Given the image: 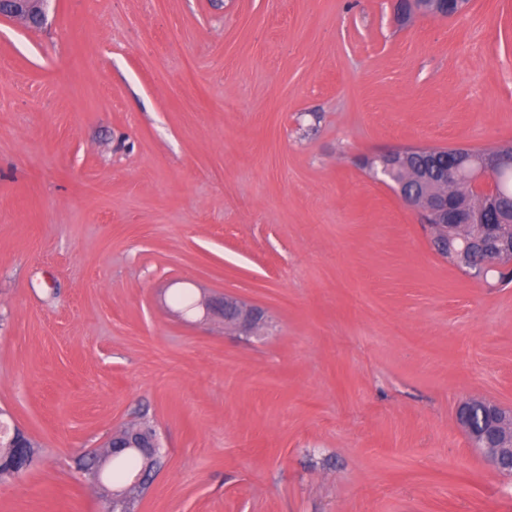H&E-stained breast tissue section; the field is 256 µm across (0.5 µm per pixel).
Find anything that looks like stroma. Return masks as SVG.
Instances as JSON below:
<instances>
[{"instance_id":"obj_1","label":"stroma","mask_w":512,"mask_h":512,"mask_svg":"<svg viewBox=\"0 0 512 512\" xmlns=\"http://www.w3.org/2000/svg\"><path fill=\"white\" fill-rule=\"evenodd\" d=\"M512 142V0H52L0 19V512H107L78 468L149 419L137 512H512L456 421L512 409V283L442 260L365 158ZM264 309L242 341L174 296ZM51 0H0V17L15 19L26 28L40 29L47 21ZM428 1L427 7L424 5ZM393 12L397 20H408L416 16L450 18L464 12L465 0H394ZM407 4L400 5V3ZM4 435L9 436L11 448H15V451L11 456L0 459L2 472L17 473L29 468L37 458V452L33 449L35 446L32 440L18 426L13 425L10 428L1 421L0 438ZM9 459H12V461L4 464V461ZM2 472H0V475Z\"/></svg>"}]
</instances>
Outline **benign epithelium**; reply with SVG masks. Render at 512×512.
I'll return each instance as SVG.
<instances>
[{"mask_svg": "<svg viewBox=\"0 0 512 512\" xmlns=\"http://www.w3.org/2000/svg\"><path fill=\"white\" fill-rule=\"evenodd\" d=\"M51 0H0V17L15 19L29 29H40L47 21V10ZM466 0H394V17L408 20L416 16H433L450 18L464 12ZM512 171V153L504 150L473 151L464 146L455 148V158L448 159L444 172L447 184L467 181L474 191L486 198V204L478 210L463 213L457 208L448 206V195L434 198L427 208H422L420 200L401 194V199L408 206L421 212L435 213L444 224L455 226L461 223L493 224L494 217L499 215L498 207L502 200L496 184L500 176ZM436 254L443 260H452L453 265L470 269L473 267L472 248L463 246L459 250L448 249V239L439 237V228H429ZM483 270H493L507 275L512 273V240L495 239L492 241L484 261L479 265ZM207 308L218 311L224 317V328L237 330L249 335L264 321L263 311L249 305L239 298L226 294L217 304H209ZM458 423L470 441L481 436L486 445L481 448L486 462L495 470L512 474V411L504 409L488 401H480L477 405H464L460 409ZM0 434L9 436L11 447L15 448L10 456L11 462L0 459V470L17 473L29 468L37 458L34 443L18 426L0 425ZM104 447L112 448V455L133 451L147 461L138 472L132 475L129 486L115 488L109 493V500L121 505L129 503L128 491L145 483V477L151 474L150 462L160 453L157 435L143 429L124 427L114 432L104 443Z\"/></svg>", "mask_w": 512, "mask_h": 512, "instance_id": "1", "label": "benign epithelium"}]
</instances>
